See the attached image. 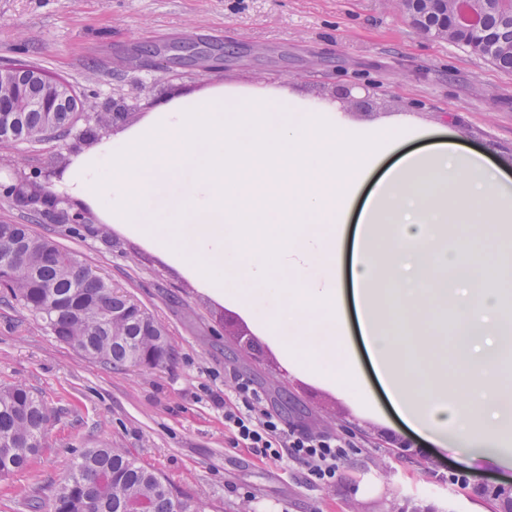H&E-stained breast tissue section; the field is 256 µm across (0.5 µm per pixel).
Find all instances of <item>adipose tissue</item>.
Returning a JSON list of instances; mask_svg holds the SVG:
<instances>
[{
  "label": "adipose tissue",
  "mask_w": 512,
  "mask_h": 512,
  "mask_svg": "<svg viewBox=\"0 0 512 512\" xmlns=\"http://www.w3.org/2000/svg\"><path fill=\"white\" fill-rule=\"evenodd\" d=\"M53 191L206 294L266 301L290 372L371 416L375 376L420 441L512 469V314L466 247L512 223V175L485 152L406 123L359 130L336 102L284 87L214 83L75 149ZM441 273L450 313L428 305Z\"/></svg>",
  "instance_id": "adipose-tissue-1"
}]
</instances>
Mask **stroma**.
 <instances>
[{
	"label": "stroma",
	"instance_id": "stroma-1",
	"mask_svg": "<svg viewBox=\"0 0 512 512\" xmlns=\"http://www.w3.org/2000/svg\"><path fill=\"white\" fill-rule=\"evenodd\" d=\"M19 62L67 80L93 111L125 99L132 121L215 82L287 86L336 100L351 126L406 119L512 171V74L421 35L395 0H0V65ZM81 134L0 144V174L51 187ZM0 223L30 225L78 255L164 325L174 352L164 368L106 367L0 293V386L26 384L51 410L32 468L0 480V512H30L28 493L49 503L67 460L105 442L206 512H496L480 483L512 481V470L450 485L459 466L449 453L290 373L260 329L263 304L246 313L212 299L117 225L60 224L1 193ZM242 378L288 424L352 444L335 483L308 484L300 464L233 447L213 397Z\"/></svg>",
	"mask_w": 512,
	"mask_h": 512
}]
</instances>
